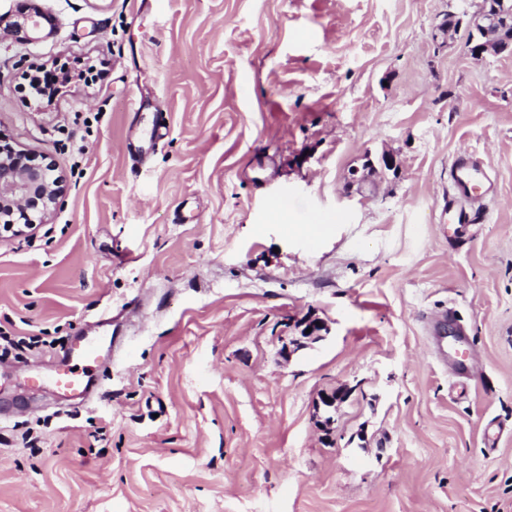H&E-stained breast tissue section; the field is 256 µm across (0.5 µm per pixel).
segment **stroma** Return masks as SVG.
<instances>
[{"label":"stroma","instance_id":"1","mask_svg":"<svg viewBox=\"0 0 512 512\" xmlns=\"http://www.w3.org/2000/svg\"><path fill=\"white\" fill-rule=\"evenodd\" d=\"M482 4L0 0L43 18L0 41V139L64 184L0 229V333L43 341L0 363V512H512V55L438 29ZM464 152L477 224L443 210ZM83 336L112 354L81 402L52 364ZM39 14L28 15L17 21L12 26V36L18 43L29 45L36 43L39 37L40 23L37 18ZM449 177L455 194L462 198L474 195L477 186L484 180V171L479 160L472 154H461L454 160Z\"/></svg>","mask_w":512,"mask_h":512}]
</instances>
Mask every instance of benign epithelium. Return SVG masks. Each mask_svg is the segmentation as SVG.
Masks as SVG:
<instances>
[{"label": "benign epithelium", "instance_id": "7a95c632", "mask_svg": "<svg viewBox=\"0 0 512 512\" xmlns=\"http://www.w3.org/2000/svg\"><path fill=\"white\" fill-rule=\"evenodd\" d=\"M512 12V0H500L494 10L483 7L477 18L470 22L467 45L470 58L481 61L486 54L512 53V35L500 19ZM38 15H28L12 26V36L18 43L29 45L39 40ZM52 166L42 167L30 163L29 157L12 146L0 145V220L21 221L23 227L34 225L33 215L45 217L50 206L63 194L61 180L51 175Z\"/></svg>", "mask_w": 512, "mask_h": 512}]
</instances>
